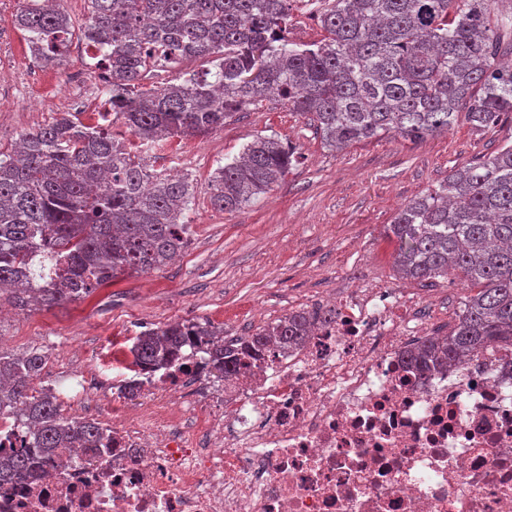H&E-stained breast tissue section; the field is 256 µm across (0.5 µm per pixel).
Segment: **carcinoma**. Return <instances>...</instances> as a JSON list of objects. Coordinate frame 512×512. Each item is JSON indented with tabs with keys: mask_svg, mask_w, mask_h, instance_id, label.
I'll list each match as a JSON object with an SVG mask.
<instances>
[{
	"mask_svg": "<svg viewBox=\"0 0 512 512\" xmlns=\"http://www.w3.org/2000/svg\"><path fill=\"white\" fill-rule=\"evenodd\" d=\"M64 2L18 0L15 25L38 60L64 56L72 36ZM290 2L88 0L82 38L101 53L112 117L135 144L114 139L105 113L91 125L65 112L0 153V295L23 311L81 300L125 273L164 267L188 246L185 212L195 186L150 170L138 152L206 134L266 102L312 116L335 151L389 134L422 140L451 130L460 112L479 128L512 115V64L498 60L512 18L491 22L489 0H318L325 36L307 45L288 38ZM197 58L213 68L179 83L143 84L155 70ZM293 161L277 137H255L211 175V205L234 211L259 198ZM388 230L403 277L460 275L479 287L448 333L409 353L415 370L512 344V145L452 168ZM332 315L293 311L230 340L207 320L170 323L139 333L132 365L168 366L198 343L221 350L216 368L224 375L251 371L267 350L301 347ZM45 362L36 351H0V411L19 407L35 427L33 444L0 448V482L22 481L56 449L103 436L97 422L67 419L57 396L31 387Z\"/></svg>",
	"mask_w": 512,
	"mask_h": 512,
	"instance_id": "obj_1",
	"label": "carcinoma"
}]
</instances>
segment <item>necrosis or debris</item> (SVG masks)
<instances>
[{
  "instance_id": "necrosis-or-debris-1",
  "label": "necrosis or debris",
  "mask_w": 512,
  "mask_h": 512,
  "mask_svg": "<svg viewBox=\"0 0 512 512\" xmlns=\"http://www.w3.org/2000/svg\"><path fill=\"white\" fill-rule=\"evenodd\" d=\"M416 306L356 290L252 375L186 349L113 394L109 447L58 450L0 512H512V345L418 372Z\"/></svg>"
}]
</instances>
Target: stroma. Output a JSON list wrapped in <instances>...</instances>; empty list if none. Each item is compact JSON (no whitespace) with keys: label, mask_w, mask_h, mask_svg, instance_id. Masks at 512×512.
Here are the masks:
<instances>
[{"label":"stroma","mask_w":512,"mask_h":512,"mask_svg":"<svg viewBox=\"0 0 512 512\" xmlns=\"http://www.w3.org/2000/svg\"><path fill=\"white\" fill-rule=\"evenodd\" d=\"M16 0H0V151L22 133L51 122L72 106L59 75L95 86L90 50L74 37L61 63L34 60L16 28ZM274 135L298 160L272 191L232 211L209 202L212 171L237 156L257 135ZM512 143V119L478 128L458 117L450 131L410 142L391 135L340 151L325 147L308 116L281 104L242 113L223 128L172 138L142 151L158 171L179 170L193 180L195 198L185 219L191 243L179 260L157 271L123 275L91 296L0 318V350L43 351L47 362L35 388L66 391L83 362L98 363L96 391L71 407V416L102 421V395L118 386L116 358L147 328L208 320L225 336H246L288 311L367 284H402L393 261L395 240L385 232L400 208L438 187L449 170ZM408 288L440 311L447 332L471 284L411 280Z\"/></svg>","instance_id":"stroma-1"}]
</instances>
